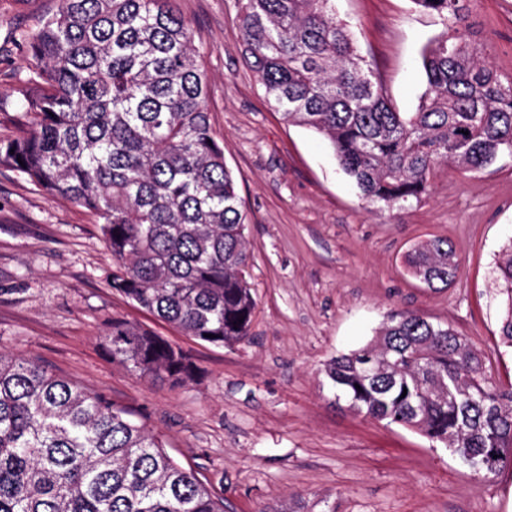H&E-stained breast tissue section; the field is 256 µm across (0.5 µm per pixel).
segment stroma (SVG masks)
Returning a JSON list of instances; mask_svg holds the SVG:
<instances>
[{
  "mask_svg": "<svg viewBox=\"0 0 512 512\" xmlns=\"http://www.w3.org/2000/svg\"><path fill=\"white\" fill-rule=\"evenodd\" d=\"M59 0H0V139L21 135L16 104L29 73L21 37ZM239 0H178L202 55L213 128L247 215L256 315L231 348L181 336L108 286L99 224L0 166V351L37 359L109 395L161 433L168 452L224 500L225 512H512V471L476 475L446 449L395 424L334 405L321 374L368 344L388 315L447 323L512 382L500 343L493 269L512 239V158L480 172L442 164L422 201L370 210L327 141L283 123L244 56ZM393 106L415 111L422 51L438 18L412 0H335ZM468 18L498 73L512 75V0H473ZM447 239L448 289L411 277L405 253ZM123 319L168 338L197 368L173 388L113 363L100 341Z\"/></svg>",
  "mask_w": 512,
  "mask_h": 512,
  "instance_id": "1",
  "label": "stroma"
}]
</instances>
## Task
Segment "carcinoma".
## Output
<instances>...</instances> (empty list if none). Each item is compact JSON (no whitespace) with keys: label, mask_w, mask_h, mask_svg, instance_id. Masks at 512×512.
I'll return each instance as SVG.
<instances>
[{"label":"carcinoma","mask_w":512,"mask_h":512,"mask_svg":"<svg viewBox=\"0 0 512 512\" xmlns=\"http://www.w3.org/2000/svg\"><path fill=\"white\" fill-rule=\"evenodd\" d=\"M333 0H241L244 54L268 105L323 134L376 210L420 201L437 165L483 171L512 158V76L469 39L472 0H412L446 28L427 46V88L398 112ZM24 135L0 165L93 214L115 270L110 288L184 336L233 347L250 337L246 216L206 108L200 52L176 0H60L24 35ZM408 272L448 288V240L414 245ZM499 337L512 348V240L495 268ZM103 346L141 378L183 387L196 367L156 333L112 322ZM333 402L512 469V387L450 324L388 316L367 346L328 361ZM0 512H224L158 433L105 394L0 352Z\"/></svg>","instance_id":"carcinoma-1"}]
</instances>
